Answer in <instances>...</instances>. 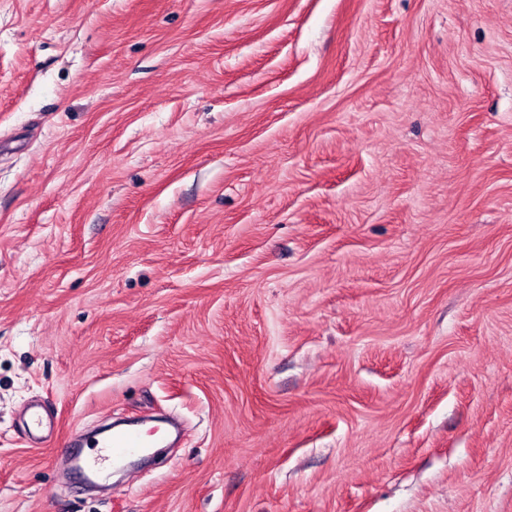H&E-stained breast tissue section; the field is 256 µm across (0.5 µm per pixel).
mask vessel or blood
I'll use <instances>...</instances> for the list:
<instances>
[{"label": "vessel or blood", "instance_id": "vessel-or-blood-1", "mask_svg": "<svg viewBox=\"0 0 512 512\" xmlns=\"http://www.w3.org/2000/svg\"><path fill=\"white\" fill-rule=\"evenodd\" d=\"M23 429L28 443L41 445L58 432L54 416L42 405L30 406L23 417ZM148 439L140 432L122 430L108 436L84 441L81 433H71L60 448V455L69 462L72 471L81 474L85 484L104 480L108 470L127 456L147 448Z\"/></svg>", "mask_w": 512, "mask_h": 512}]
</instances>
